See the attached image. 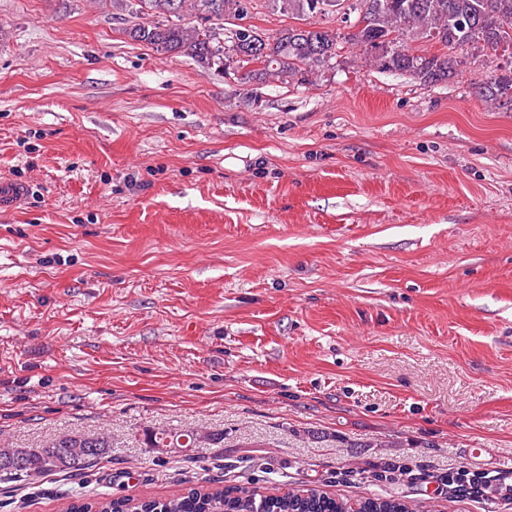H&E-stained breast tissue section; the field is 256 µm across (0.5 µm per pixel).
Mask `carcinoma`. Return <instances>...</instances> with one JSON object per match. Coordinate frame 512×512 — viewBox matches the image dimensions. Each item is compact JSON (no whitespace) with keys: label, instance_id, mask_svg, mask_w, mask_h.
<instances>
[{"label":"carcinoma","instance_id":"1","mask_svg":"<svg viewBox=\"0 0 512 512\" xmlns=\"http://www.w3.org/2000/svg\"><path fill=\"white\" fill-rule=\"evenodd\" d=\"M137 22L128 38L160 54L184 53L204 69L226 64L244 70L245 99L256 100L254 87L271 81L304 84L340 56L344 44L359 48L366 65L408 74L423 84L446 82L460 72L458 54L478 48L487 56L512 53V0H271L274 9L292 16L338 11L367 13V30L340 42L320 27L290 26L267 33L253 25L224 30V20L244 19L252 0H122ZM192 18L183 22L184 17ZM426 40L435 52H419L411 43ZM512 78L491 76L477 94L495 105L511 101ZM112 447L110 433L70 436L39 448H17L0 438V477H29L78 471ZM360 512H414L396 497L357 501ZM67 512H353L352 502L316 487L264 493L254 486L222 489L189 487L164 497L80 499Z\"/></svg>","mask_w":512,"mask_h":512}]
</instances>
